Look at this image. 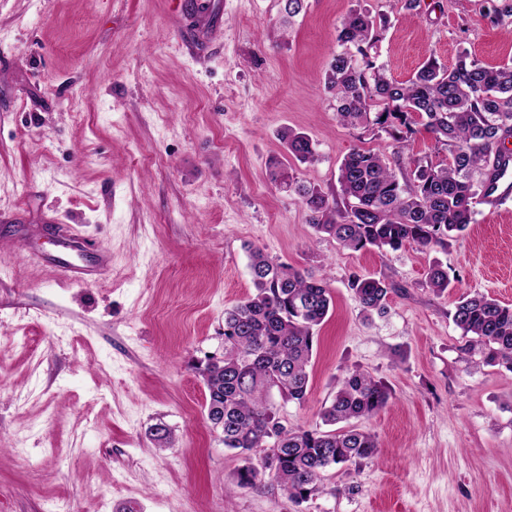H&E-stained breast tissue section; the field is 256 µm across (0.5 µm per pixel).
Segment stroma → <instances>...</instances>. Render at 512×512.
I'll return each mask as SVG.
<instances>
[{"mask_svg": "<svg viewBox=\"0 0 512 512\" xmlns=\"http://www.w3.org/2000/svg\"><path fill=\"white\" fill-rule=\"evenodd\" d=\"M284 4L0 0V512H512V372L452 321L466 293L512 304V210L476 207L444 248L352 251L270 177L277 164L329 195L357 148L397 172L448 161L419 115L402 151L338 121L324 75L351 11L385 19L373 55L400 82L463 50L512 66V17L487 19L491 0H303L286 27ZM284 126L317 162L285 151ZM63 234L107 271L72 282L54 264ZM247 242L333 296L305 403L271 396L281 421L323 429L355 369L392 391L360 422L377 457L326 470L300 504L267 479L239 489L243 460L207 419L198 366L254 291ZM363 274L397 286L384 315L362 314L348 281ZM280 139L288 154L304 164H312L318 160L317 151L310 137L304 132L284 127L280 130Z\"/></svg>", "mask_w": 512, "mask_h": 512, "instance_id": "35a3bbf8", "label": "stroma"}]
</instances>
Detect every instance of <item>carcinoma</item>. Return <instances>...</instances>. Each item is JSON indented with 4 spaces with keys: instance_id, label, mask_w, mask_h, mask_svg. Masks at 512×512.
Returning a JSON list of instances; mask_svg holds the SVG:
<instances>
[{
    "instance_id": "1",
    "label": "carcinoma",
    "mask_w": 512,
    "mask_h": 512,
    "mask_svg": "<svg viewBox=\"0 0 512 512\" xmlns=\"http://www.w3.org/2000/svg\"><path fill=\"white\" fill-rule=\"evenodd\" d=\"M337 40L355 47L334 55L325 75L338 120L385 131L390 120L404 124L415 112L450 160L435 165L415 159L399 178L384 157L358 148L343 159L339 193L332 199L286 170L273 171L272 179L294 188L315 231L345 248L396 251L411 242L447 245L473 222L485 181L502 164L512 138V66L486 67L464 50L453 68L430 59L400 83L371 60L379 32L370 14L352 12ZM280 139L298 161L318 160L307 134L285 127ZM245 249L254 293L224 312V354L208 358L201 369L208 390L207 418L221 432L224 447L244 461L236 474L238 488L252 489L268 476L299 504L322 491L326 469L373 459L378 443L355 426L318 431L288 429L281 423L270 393L275 389L288 402L306 401L314 333L329 314L332 296L314 274L275 262L258 247ZM427 281L437 293L450 286L448 271L437 262L429 267ZM349 288L367 318L384 313L395 291L386 278L367 275L352 276ZM452 320L483 364L512 371V305L479 293L462 294ZM390 397L373 376L351 371L323 409L322 420L333 426L368 419ZM257 450L273 451L274 466H254Z\"/></svg>"
}]
</instances>
